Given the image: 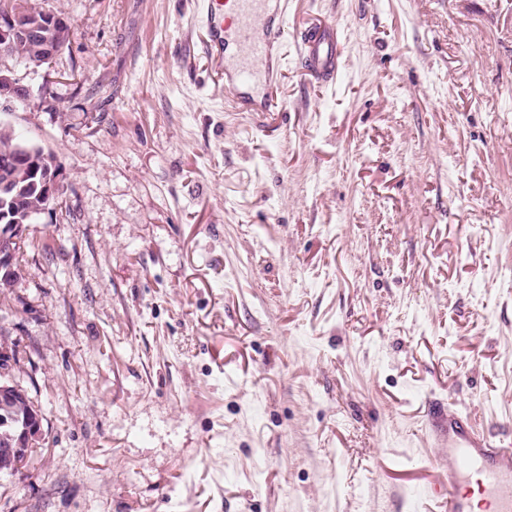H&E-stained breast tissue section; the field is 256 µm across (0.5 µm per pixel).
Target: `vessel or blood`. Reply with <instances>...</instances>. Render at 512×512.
<instances>
[{
  "label": "vessel or blood",
  "instance_id": "vessel-or-blood-1",
  "mask_svg": "<svg viewBox=\"0 0 512 512\" xmlns=\"http://www.w3.org/2000/svg\"><path fill=\"white\" fill-rule=\"evenodd\" d=\"M227 13L207 5L206 46L225 90L242 111L275 114L288 47V0H226ZM306 68L330 84L340 67L336 30L311 27L300 36ZM439 440L448 447L444 512H512V438L489 439L470 417L449 409Z\"/></svg>",
  "mask_w": 512,
  "mask_h": 512
}]
</instances>
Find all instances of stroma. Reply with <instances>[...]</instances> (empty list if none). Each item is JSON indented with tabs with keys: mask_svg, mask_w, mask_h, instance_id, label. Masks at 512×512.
Listing matches in <instances>:
<instances>
[{
	"mask_svg": "<svg viewBox=\"0 0 512 512\" xmlns=\"http://www.w3.org/2000/svg\"><path fill=\"white\" fill-rule=\"evenodd\" d=\"M35 2L70 41L0 59L32 90L0 122L59 158L70 215L0 295L43 416L0 512H438V409L512 436V0H288L269 124L204 0ZM299 43L306 68L325 84L334 83L340 72L335 28H308L300 35Z\"/></svg>",
	"mask_w": 512,
	"mask_h": 512,
	"instance_id": "stroma-1",
	"label": "stroma"
}]
</instances>
